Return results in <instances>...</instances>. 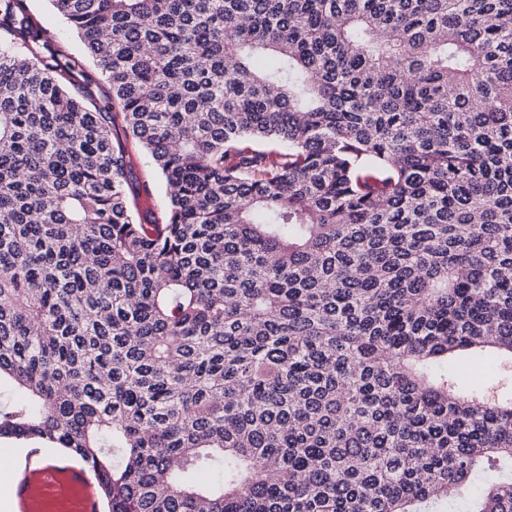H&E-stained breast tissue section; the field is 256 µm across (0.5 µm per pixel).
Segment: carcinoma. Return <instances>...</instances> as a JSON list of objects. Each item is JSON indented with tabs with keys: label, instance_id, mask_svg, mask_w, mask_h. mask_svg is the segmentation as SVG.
Instances as JSON below:
<instances>
[{
	"label": "carcinoma",
	"instance_id": "cac0c4a2",
	"mask_svg": "<svg viewBox=\"0 0 512 512\" xmlns=\"http://www.w3.org/2000/svg\"><path fill=\"white\" fill-rule=\"evenodd\" d=\"M49 2L84 54L0 0V439L107 512H512V389L452 374L512 360V0ZM133 175L147 180L151 189V195L147 198L145 195L141 197L140 210L142 214L155 218L164 217L165 198L162 188L161 179L153 171L149 165V159L145 154L138 151L132 153Z\"/></svg>",
	"mask_w": 512,
	"mask_h": 512
}]
</instances>
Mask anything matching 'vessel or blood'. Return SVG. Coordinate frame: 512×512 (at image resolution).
<instances>
[{"mask_svg":"<svg viewBox=\"0 0 512 512\" xmlns=\"http://www.w3.org/2000/svg\"><path fill=\"white\" fill-rule=\"evenodd\" d=\"M64 487L76 494L73 512H101L97 484L89 471L67 458L46 464L43 448L30 446L13 483L16 512H49L54 492Z\"/></svg>","mask_w":512,"mask_h":512,"instance_id":"1","label":"vessel or blood"}]
</instances>
